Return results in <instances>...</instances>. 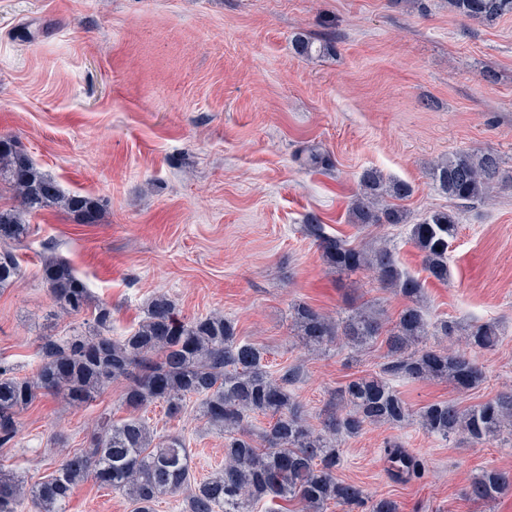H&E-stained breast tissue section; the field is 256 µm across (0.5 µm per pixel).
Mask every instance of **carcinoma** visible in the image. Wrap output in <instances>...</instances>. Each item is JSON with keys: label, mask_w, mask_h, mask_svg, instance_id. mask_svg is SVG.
Here are the masks:
<instances>
[{"label": "carcinoma", "mask_w": 512, "mask_h": 512, "mask_svg": "<svg viewBox=\"0 0 512 512\" xmlns=\"http://www.w3.org/2000/svg\"><path fill=\"white\" fill-rule=\"evenodd\" d=\"M459 15L486 24L512 16V0H448ZM430 176L449 198L475 204L491 198L502 175L500 157L457 152L434 164ZM0 182L13 189L20 206L0 209V289L21 275L18 248L27 238L25 214L62 207L82 224L97 220L99 201L81 194H64L12 138H0ZM412 193L400 180H388L376 169L365 170L351 206V219L364 227L404 224L408 213L395 201ZM305 229L317 242L325 260L340 272L370 271L386 288L405 300L395 325L383 331L381 313L364 303L336 320L306 304L291 306L297 336L306 347L325 349L344 338L355 353L384 337L389 361L382 373L358 377L339 392L341 406L329 411L322 432L306 424L303 405L289 390L294 369L279 374L267 369L264 353L237 336L234 323L222 313L186 319L165 297L154 299L145 319L130 334L106 335L112 325V306L92 299L90 288L65 259L42 257V278L56 305L65 313L91 311L88 329L59 342L44 339L34 372L19 377L0 366V447L18 433L19 416L42 396H61L72 406L92 401L116 381L125 382L121 404L131 415L114 420L102 415L86 445L70 452L47 477L29 487L0 474V512H67L74 488L91 479L97 485L123 492L134 512H155L163 495H184L182 512H254L267 499L295 501L302 512H326L330 503L349 512H399L390 498L369 500L359 487L336 478L340 465L335 448L339 435L356 436L377 424L399 425L409 418L406 402L390 382L392 377L446 380L468 390L484 379L482 366L465 353L427 344V337L450 336L444 322L432 328L420 301L425 281L403 272L394 247L378 240L365 249L329 236L320 224ZM458 233V217L435 210L411 225L409 240L422 257L427 277L448 281V249ZM441 250H436V247ZM465 345L487 350L498 345L499 332L488 323L464 330ZM195 400L196 412L224 436V468L200 482H192L190 456L184 440L167 436L155 440L138 412L164 403L176 417ZM271 418L257 445L248 431L250 415ZM421 426L435 437L463 436L472 442L500 440L512 446V393L467 408L438 402L421 413ZM383 453L401 477L419 474L422 462L397 443ZM512 481L487 468L469 483L465 495L477 502L494 500Z\"/></svg>", "instance_id": "cac0c4a2"}]
</instances>
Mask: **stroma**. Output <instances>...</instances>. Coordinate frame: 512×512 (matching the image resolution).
Instances as JSON below:
<instances>
[{
    "label": "stroma",
    "mask_w": 512,
    "mask_h": 512,
    "mask_svg": "<svg viewBox=\"0 0 512 512\" xmlns=\"http://www.w3.org/2000/svg\"><path fill=\"white\" fill-rule=\"evenodd\" d=\"M313 43L300 54L296 39ZM331 43V51L318 47ZM496 73L497 82L484 78ZM0 136L67 194L100 200L97 223L58 207L26 215L22 273L0 290V363L30 374L45 338L84 327L53 303L41 256L54 249L112 307V337L129 334L163 295L188 319L221 312L262 348L271 369L296 368L291 390L310 428L353 377L379 373L386 348L351 357L344 342L308 351L289 309L305 303L338 318L369 302L396 322L405 301L368 272H337L306 225L362 245L389 239L402 269L424 274L407 225L364 228L350 218L362 172L409 183V222L444 208L459 227L447 282H425L430 321L495 325L502 341L476 352L485 378L394 380L412 412L436 402L467 407L512 392V188L458 206L429 177L435 160L491 151L512 174V18L489 26L448 0H0ZM311 147L327 162L305 164ZM123 382L75 408L44 397L20 416L0 470L33 484L82 447L100 414L127 417ZM157 436H178L195 480L224 465V438L195 412L142 413ZM420 458L403 479L383 449ZM338 479L399 512H512V488L488 504L466 498L482 469L512 475V447L441 440L418 420L372 425L336 440ZM67 512H133L122 492L93 481Z\"/></svg>",
    "instance_id": "35a3bbf8"
}]
</instances>
